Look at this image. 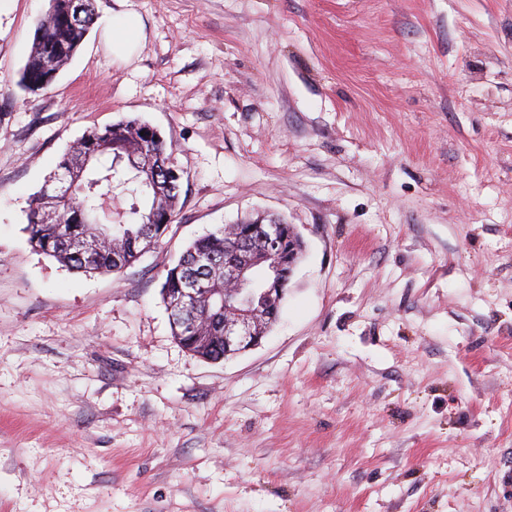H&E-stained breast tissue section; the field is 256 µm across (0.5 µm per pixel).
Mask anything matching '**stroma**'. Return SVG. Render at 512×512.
Returning <instances> with one entry per match:
<instances>
[{"instance_id": "stroma-1", "label": "stroma", "mask_w": 512, "mask_h": 512, "mask_svg": "<svg viewBox=\"0 0 512 512\" xmlns=\"http://www.w3.org/2000/svg\"><path fill=\"white\" fill-rule=\"evenodd\" d=\"M48 7L0 0V512H512V0H97L30 94ZM126 117L160 129L181 208L84 276L25 212ZM259 213L305 256L260 345L203 361L163 277ZM70 0H58L55 9V23L46 31L42 39L37 37L31 53L23 67L18 86L27 93L36 94L41 88V68L45 80L57 76L54 57H48L42 66V60L49 51L55 52L59 72L72 60L78 52L91 26L97 18L96 0H78L79 7L72 16V22L65 21L64 10L70 7ZM32 86H35L33 88ZM120 24L107 30V35L112 38V51L119 54H130L136 44L140 43L142 37V28L137 15L125 14Z\"/></svg>"}]
</instances>
